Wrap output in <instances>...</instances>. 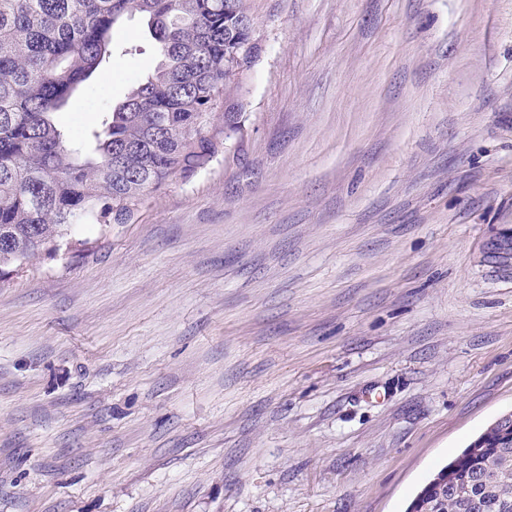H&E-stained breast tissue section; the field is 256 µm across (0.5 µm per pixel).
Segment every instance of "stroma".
Instances as JSON below:
<instances>
[{"label": "stroma", "instance_id": "stroma-1", "mask_svg": "<svg viewBox=\"0 0 512 512\" xmlns=\"http://www.w3.org/2000/svg\"><path fill=\"white\" fill-rule=\"evenodd\" d=\"M256 15L244 134L0 268V512H406L512 412V0Z\"/></svg>", "mask_w": 512, "mask_h": 512}]
</instances>
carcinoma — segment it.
Wrapping results in <instances>:
<instances>
[{"label":"carcinoma","instance_id":"1","mask_svg":"<svg viewBox=\"0 0 512 512\" xmlns=\"http://www.w3.org/2000/svg\"><path fill=\"white\" fill-rule=\"evenodd\" d=\"M139 14L156 44L147 79L103 113L87 146L55 114L112 57ZM254 0H0V267L80 224H123L174 174L211 161L245 107ZM408 512H512V418H498L417 493Z\"/></svg>","mask_w":512,"mask_h":512}]
</instances>
